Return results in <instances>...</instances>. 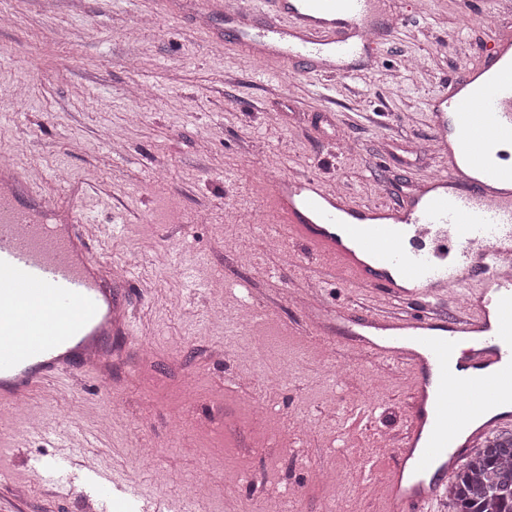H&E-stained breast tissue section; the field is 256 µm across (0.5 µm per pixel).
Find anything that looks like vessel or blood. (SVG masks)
Listing matches in <instances>:
<instances>
[{"label":"vessel or blood","instance_id":"vessel-or-blood-1","mask_svg":"<svg viewBox=\"0 0 512 512\" xmlns=\"http://www.w3.org/2000/svg\"><path fill=\"white\" fill-rule=\"evenodd\" d=\"M225 8L224 32L252 56L278 55L324 74L395 32L378 0H270ZM439 175L391 206L353 205L309 174L271 180L277 211L302 244L331 257L339 278L381 289L405 312L318 315L314 333L346 336V350L412 375L408 422L389 433L395 455L388 512H433L448 470L475 447L483 413L512 403V23L481 69L449 78L431 104ZM130 276L97 255L88 216L47 201L27 173L0 163V402L43 392L63 377L111 383L132 354ZM468 342L460 360L451 354ZM476 427L462 432L461 425ZM105 501L126 491L124 472L92 476Z\"/></svg>","mask_w":512,"mask_h":512}]
</instances>
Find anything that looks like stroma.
<instances>
[{
    "label": "stroma",
    "instance_id": "35a3bbf8",
    "mask_svg": "<svg viewBox=\"0 0 512 512\" xmlns=\"http://www.w3.org/2000/svg\"><path fill=\"white\" fill-rule=\"evenodd\" d=\"M201 2L0 0V159L111 226L100 249L113 262L139 255L131 342L153 351L119 370L123 414L68 380L0 410V471L29 512H81L85 476L54 498L39 469L79 431L82 465L130 472L143 496L181 497L190 476L206 512H255L261 489L297 494L296 512H383L392 458L379 435L405 426L411 376L369 359L326 381L346 352L290 297L316 281L335 310L395 304L303 256L261 182L309 170L357 204L390 205L438 174L412 147L430 139L448 78L484 64L502 16L494 0H393L403 24L374 66L328 79L248 56L201 20ZM378 389L389 407L368 429L360 409ZM359 452L371 479L344 492L321 477L349 474ZM231 468L250 478L229 491Z\"/></svg>",
    "mask_w": 512,
    "mask_h": 512
}]
</instances>
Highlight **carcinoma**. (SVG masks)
I'll use <instances>...</instances> for the list:
<instances>
[{
    "instance_id": "carcinoma-1",
    "label": "carcinoma",
    "mask_w": 512,
    "mask_h": 512,
    "mask_svg": "<svg viewBox=\"0 0 512 512\" xmlns=\"http://www.w3.org/2000/svg\"><path fill=\"white\" fill-rule=\"evenodd\" d=\"M454 512H512V431L496 434L448 478Z\"/></svg>"
}]
</instances>
